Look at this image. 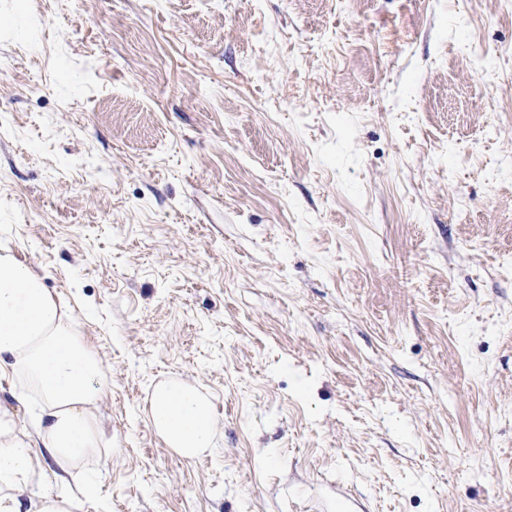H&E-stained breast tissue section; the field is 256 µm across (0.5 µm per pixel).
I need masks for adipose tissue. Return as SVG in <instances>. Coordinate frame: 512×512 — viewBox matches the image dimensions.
<instances>
[{
	"mask_svg": "<svg viewBox=\"0 0 512 512\" xmlns=\"http://www.w3.org/2000/svg\"><path fill=\"white\" fill-rule=\"evenodd\" d=\"M103 364L74 312L53 296L36 267L0 248V387L23 386L34 399L30 422L0 399V512H23L22 495L51 458L61 474L95 459L104 440L98 413ZM150 424L168 448L192 459L213 450L217 427L208 398L182 379L150 394Z\"/></svg>",
	"mask_w": 512,
	"mask_h": 512,
	"instance_id": "obj_1",
	"label": "adipose tissue"
}]
</instances>
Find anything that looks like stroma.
Masks as SVG:
<instances>
[{
	"mask_svg": "<svg viewBox=\"0 0 512 512\" xmlns=\"http://www.w3.org/2000/svg\"><path fill=\"white\" fill-rule=\"evenodd\" d=\"M1 246L105 368L75 512H512L503 0H0ZM149 418L168 448L182 458L193 459L215 448L217 427L210 401L194 384L175 378L155 385Z\"/></svg>",
	"mask_w": 512,
	"mask_h": 512,
	"instance_id": "stroma-1",
	"label": "stroma"
}]
</instances>
